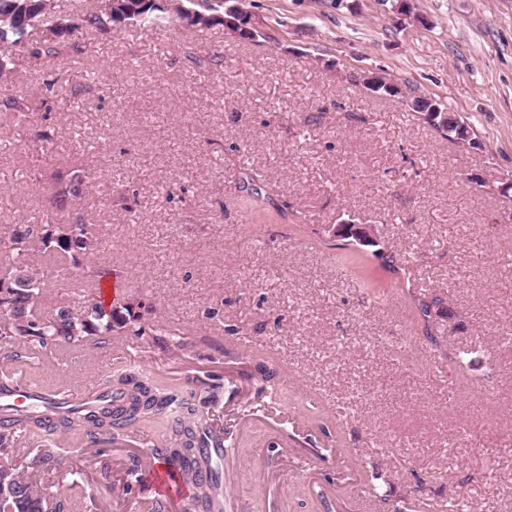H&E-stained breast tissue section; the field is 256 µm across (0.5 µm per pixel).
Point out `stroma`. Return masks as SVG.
<instances>
[{"mask_svg":"<svg viewBox=\"0 0 512 512\" xmlns=\"http://www.w3.org/2000/svg\"><path fill=\"white\" fill-rule=\"evenodd\" d=\"M235 2L256 40L112 25L76 64L30 59L0 81L30 109L0 128V268L9 225L82 219L110 242L93 257L119 283L105 300L136 314L21 359L23 377L126 371L231 427L230 512H399L461 490L472 512H512V0ZM372 73L446 101L477 147L371 95ZM68 170L86 189L59 205ZM349 218L377 225L379 250L321 234ZM405 255L412 290L390 266ZM306 400L348 416L313 420ZM51 442L38 476L76 512L164 496L125 475L155 460L154 425Z\"/></svg>","mask_w":512,"mask_h":512,"instance_id":"stroma-1","label":"stroma"}]
</instances>
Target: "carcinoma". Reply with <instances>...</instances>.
<instances>
[{
  "mask_svg": "<svg viewBox=\"0 0 512 512\" xmlns=\"http://www.w3.org/2000/svg\"><path fill=\"white\" fill-rule=\"evenodd\" d=\"M50 0H0V77L14 73L23 58L39 59L59 56V45L55 40L43 39L39 43L29 41V29L45 30L55 27L63 29L64 19L54 7H44ZM208 4V10H216L211 0H200ZM198 2V3H200ZM198 3L185 0L176 8L171 18L174 25L212 26L221 23L225 28L238 33L245 40H255L257 34L241 30L243 12L231 6L224 17L203 18L196 9ZM163 8L147 0H126L125 15L118 14L112 0H99V4L87 7L80 13L78 27L90 32L108 24L121 25L139 15V22L146 25L156 21L154 14ZM375 93L379 97H400L411 115L428 123L441 137L452 140L448 127L467 125L456 119L441 101L417 95L404 94L383 80L378 82ZM26 105L14 97L0 104V122H21L26 117ZM85 175L77 173L67 183L61 184L57 199L68 195L80 198L83 195ZM10 241L21 260L19 265L0 275V285L9 283L14 276L24 274L23 288H0V341L26 340L44 347L51 342L68 344L82 343L88 336L109 335L117 326H124L135 318L132 307L105 308L100 301L88 300L74 308L55 304L47 312L40 310V301L47 288L43 271L25 260L31 244L39 242L41 252L51 258H70L72 266L79 268L82 261L102 245L93 237L88 224L76 220L71 223L10 225ZM106 390L119 395L122 404L100 403L77 412H61L54 409L6 412L0 410V449L8 448L15 434L32 431L38 435L52 436L62 430L84 434L90 442H99V436L123 431L149 417L160 419V424L170 433L169 447L159 450L167 466L168 474L184 485V494L198 509L207 510L214 495L222 489V467L213 464L201 454L205 447V435L213 430L208 423L195 421L196 408L181 399L174 391L153 382L142 381L124 374L116 380L103 382ZM55 462L54 455L46 450L37 451L30 467L0 465V512H68L65 500L51 492L33 470ZM438 512H470V502L464 492L450 498L439 506Z\"/></svg>",
  "mask_w": 512,
  "mask_h": 512,
  "instance_id": "1",
  "label": "carcinoma"
}]
</instances>
